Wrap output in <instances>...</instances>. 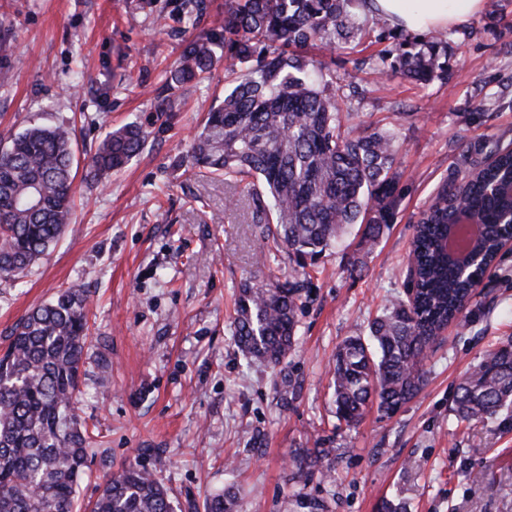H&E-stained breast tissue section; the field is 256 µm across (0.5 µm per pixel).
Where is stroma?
I'll use <instances>...</instances> for the list:
<instances>
[{
    "label": "stroma",
    "instance_id": "obj_1",
    "mask_svg": "<svg viewBox=\"0 0 512 512\" xmlns=\"http://www.w3.org/2000/svg\"><path fill=\"white\" fill-rule=\"evenodd\" d=\"M206 4L195 29L174 0H0V140L32 123L72 126L83 168L108 131L135 121L148 133L125 169L95 186L76 179L57 244L26 276L0 278V350L33 307L66 288L89 293L77 413L99 444L81 505L141 463L176 512H198L228 486L236 512H379L386 501L404 512H512V413L464 422L452 412L469 368L512 341V250L432 347L421 391L396 414L372 406L356 426L340 424L330 373L341 342L403 296L413 226L461 146L512 144V0H488L449 28L444 71L424 84L392 69L401 31L388 23L384 39L324 55L356 132L394 131L400 205L369 254L341 246L266 266L240 187L186 161L229 86L223 67L167 88L185 42L224 12V0ZM167 97L173 109L160 111ZM291 276L310 283L294 352L275 368L246 359L230 328L238 288ZM322 449L328 473L311 462Z\"/></svg>",
    "mask_w": 512,
    "mask_h": 512
}]
</instances>
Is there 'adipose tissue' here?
Instances as JSON below:
<instances>
[{"instance_id":"adipose-tissue-1","label":"adipose tissue","mask_w":512,"mask_h":512,"mask_svg":"<svg viewBox=\"0 0 512 512\" xmlns=\"http://www.w3.org/2000/svg\"><path fill=\"white\" fill-rule=\"evenodd\" d=\"M484 0H368L370 10L409 31L448 28L482 9Z\"/></svg>"}]
</instances>
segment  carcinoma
Returning <instances> with one entry per match:
<instances>
[{"instance_id":"carcinoma-1","label":"carcinoma","mask_w":512,"mask_h":512,"mask_svg":"<svg viewBox=\"0 0 512 512\" xmlns=\"http://www.w3.org/2000/svg\"><path fill=\"white\" fill-rule=\"evenodd\" d=\"M204 0H180L179 14L198 22ZM353 0H224V18L189 41L169 88L202 80L219 61L232 87L193 139L202 176L247 182V220L263 254L296 259L321 255L357 225L371 249L398 205L397 149L391 130L355 135L343 118L340 89L305 51L331 52L365 36ZM447 36L403 39L392 68L417 81L444 70ZM147 134L136 122L109 132L90 158L94 183L125 167ZM75 152L72 131L33 124L0 144V276L16 277L58 241L71 210ZM460 183L444 186L415 227L409 263L412 296L376 316L368 336H349L336 352V418L350 426L368 406L390 416L425 380L428 350L458 317L472 289L492 269L512 236V150L497 142L468 147ZM472 214L479 236L459 243L458 219ZM307 280L241 285L232 336L247 358L272 366L294 346ZM88 295L67 288L31 309L0 354V512H75L78 482L91 438L75 413L79 368L87 346ZM512 410V344L485 353L455 397L463 419ZM229 490L206 512H233ZM92 512H173L167 490L148 467L123 468L105 479Z\"/></svg>"}]
</instances>
